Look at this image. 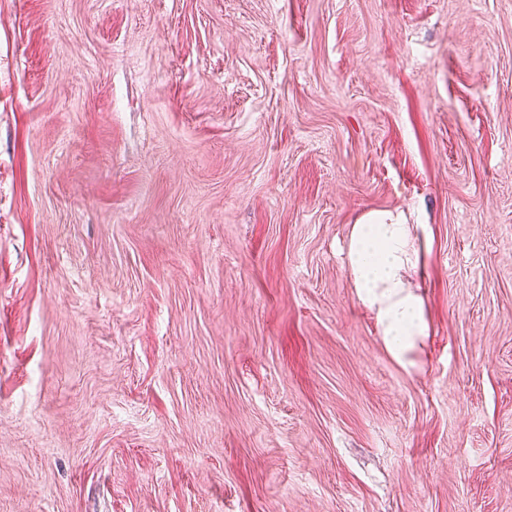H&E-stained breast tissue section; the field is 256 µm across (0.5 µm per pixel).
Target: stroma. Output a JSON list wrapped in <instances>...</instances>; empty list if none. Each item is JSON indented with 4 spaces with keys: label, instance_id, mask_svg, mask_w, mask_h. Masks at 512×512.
Here are the masks:
<instances>
[{
    "label": "stroma",
    "instance_id": "35a3bbf8",
    "mask_svg": "<svg viewBox=\"0 0 512 512\" xmlns=\"http://www.w3.org/2000/svg\"><path fill=\"white\" fill-rule=\"evenodd\" d=\"M0 512H512V0H0ZM403 212L372 211L349 233L346 264L360 303L374 318L384 345L406 367L408 355L428 336L419 286L410 278L420 257Z\"/></svg>",
    "mask_w": 512,
    "mask_h": 512
}]
</instances>
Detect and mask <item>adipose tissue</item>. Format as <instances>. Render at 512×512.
Returning <instances> with one entry per match:
<instances>
[{"label":"adipose tissue","instance_id":"ef3b65f1","mask_svg":"<svg viewBox=\"0 0 512 512\" xmlns=\"http://www.w3.org/2000/svg\"><path fill=\"white\" fill-rule=\"evenodd\" d=\"M414 225L403 213L372 211L352 225L346 264L360 303L370 311L399 364L428 334L423 299L410 277L420 263Z\"/></svg>","mask_w":512,"mask_h":512}]
</instances>
